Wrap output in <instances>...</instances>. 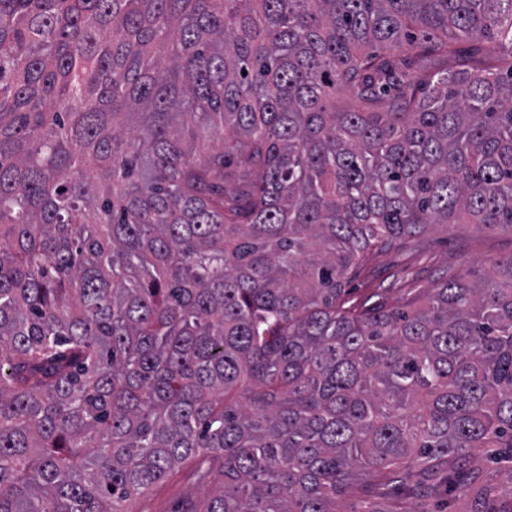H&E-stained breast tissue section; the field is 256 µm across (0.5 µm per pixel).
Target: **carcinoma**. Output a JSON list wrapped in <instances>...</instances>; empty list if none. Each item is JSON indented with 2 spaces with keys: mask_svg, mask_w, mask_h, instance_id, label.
<instances>
[{
  "mask_svg": "<svg viewBox=\"0 0 512 512\" xmlns=\"http://www.w3.org/2000/svg\"><path fill=\"white\" fill-rule=\"evenodd\" d=\"M429 224L512 227V0H0V512H487L512 256L347 288ZM223 482L217 472L202 473L197 461L187 460L155 484L135 503L137 512H182L192 495L197 509ZM397 509L401 512H458V507L450 498L418 496L403 499Z\"/></svg>",
  "mask_w": 512,
  "mask_h": 512,
  "instance_id": "cac0c4a2",
  "label": "carcinoma"
}]
</instances>
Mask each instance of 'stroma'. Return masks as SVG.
Masks as SVG:
<instances>
[{"label": "stroma", "instance_id": "obj_1", "mask_svg": "<svg viewBox=\"0 0 512 512\" xmlns=\"http://www.w3.org/2000/svg\"><path fill=\"white\" fill-rule=\"evenodd\" d=\"M512 256V227L475 224L428 225L423 242L396 240L350 274L353 298L382 288L391 304L403 305L434 287L442 272H456L486 260ZM218 473H204L188 460L141 496L137 512H184L187 501L203 505L221 484Z\"/></svg>", "mask_w": 512, "mask_h": 512}]
</instances>
